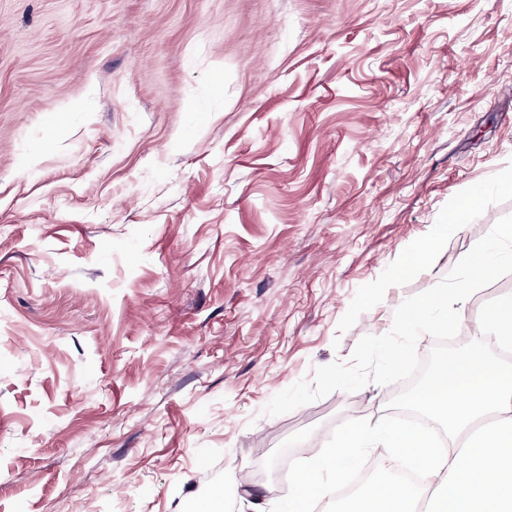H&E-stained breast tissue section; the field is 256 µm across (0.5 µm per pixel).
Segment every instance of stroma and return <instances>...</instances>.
<instances>
[{
    "instance_id": "obj_1",
    "label": "stroma",
    "mask_w": 512,
    "mask_h": 512,
    "mask_svg": "<svg viewBox=\"0 0 512 512\" xmlns=\"http://www.w3.org/2000/svg\"><path fill=\"white\" fill-rule=\"evenodd\" d=\"M505 215L512 0H0V512H270L398 387L271 397ZM447 224H436L435 230L431 235V238L421 247L413 250L408 259L401 263L397 268V274L403 276L411 272L418 265L422 264L427 260L428 252L433 248L438 241L444 238L447 234Z\"/></svg>"
}]
</instances>
